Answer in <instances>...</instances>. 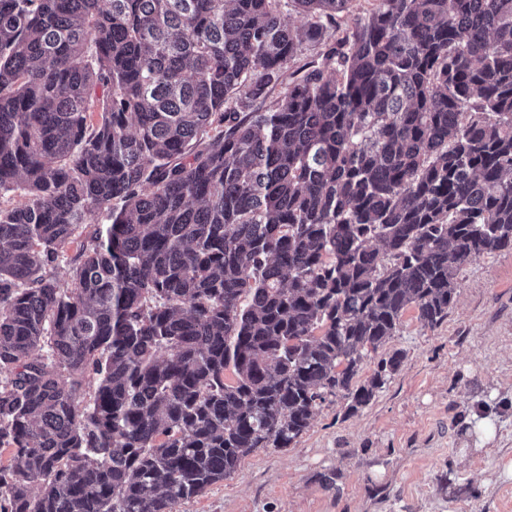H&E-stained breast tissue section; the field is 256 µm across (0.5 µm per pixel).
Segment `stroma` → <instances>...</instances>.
Here are the masks:
<instances>
[{
    "label": "stroma",
    "instance_id": "35a3bbf8",
    "mask_svg": "<svg viewBox=\"0 0 512 512\" xmlns=\"http://www.w3.org/2000/svg\"><path fill=\"white\" fill-rule=\"evenodd\" d=\"M447 318L407 310L369 353L398 371L367 405L324 404L290 448L251 454L177 512H512V252L464 266Z\"/></svg>",
    "mask_w": 512,
    "mask_h": 512
}]
</instances>
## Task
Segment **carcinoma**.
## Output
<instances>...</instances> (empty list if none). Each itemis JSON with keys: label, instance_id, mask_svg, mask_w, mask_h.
Returning a JSON list of instances; mask_svg holds the SVG:
<instances>
[{"label": "carcinoma", "instance_id": "obj_1", "mask_svg": "<svg viewBox=\"0 0 512 512\" xmlns=\"http://www.w3.org/2000/svg\"><path fill=\"white\" fill-rule=\"evenodd\" d=\"M282 2L0 0V512H174L512 251V0Z\"/></svg>", "mask_w": 512, "mask_h": 512}]
</instances>
